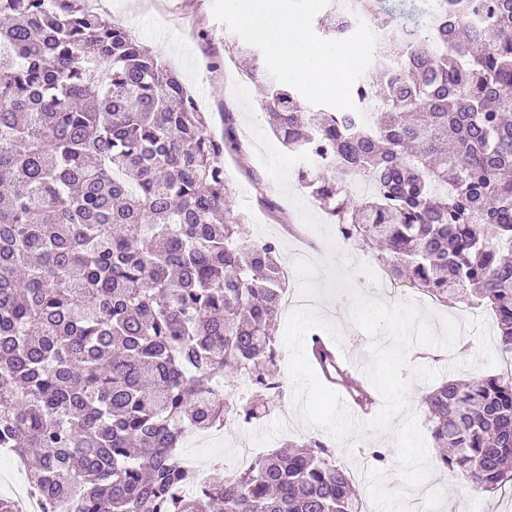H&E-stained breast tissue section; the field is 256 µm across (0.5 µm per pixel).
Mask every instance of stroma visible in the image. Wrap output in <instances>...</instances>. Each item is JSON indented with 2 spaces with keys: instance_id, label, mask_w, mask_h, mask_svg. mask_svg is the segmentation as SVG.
<instances>
[{
  "instance_id": "stroma-1",
  "label": "stroma",
  "mask_w": 512,
  "mask_h": 512,
  "mask_svg": "<svg viewBox=\"0 0 512 512\" xmlns=\"http://www.w3.org/2000/svg\"><path fill=\"white\" fill-rule=\"evenodd\" d=\"M156 13L139 15L132 11L130 0H101L97 11L110 21L127 27L166 64L179 72L201 110L211 115L210 132L214 136L224 133V115L232 113L241 152L236 157L224 159V182L232 191L235 207L247 216L250 235L276 240L279 245L281 265H289L294 257L304 256L321 262L335 257L337 266L346 268L353 275L355 285L371 288L373 294L390 305L413 303V288L409 284H389L374 287L371 275L377 266L371 249L353 243L337 241L335 248H328L323 235L313 229L304 231L303 239L290 237L288 225H302L303 219L290 202V195L304 198L310 212L318 207L296 178H289L288 193H281L278 184L267 172L259 158L249 130L257 124L264 134L272 128L263 106L264 95L258 87H250L251 108H244L233 92V76L237 66L231 62L224 48L236 42L237 34L229 31L213 16L212 0H157ZM315 307L340 332V352L350 353L357 373H364L372 361V342L388 344L386 336L371 339L342 310L335 298L315 300ZM424 322L433 332H440L441 321L450 318L465 323L459 342L465 343V353L456 349L444 350L441 358L422 354L408 362L402 371L410 382L407 396L408 411L419 424L425 446L433 441L422 396L447 380H469L503 373L504 353L496 336V319L492 311L472 308L470 297L464 296L452 306L421 303L416 305ZM251 439L260 453L279 448L287 440L318 438L333 449L336 460L357 473L361 498H368L365 470L373 467V450L384 449L387 459L385 486L395 491L401 488L398 475L397 452L392 432L375 434L363 432L347 441L333 439L323 428L304 423L293 400L292 389L273 401L268 414L250 425L227 422L217 441L196 445L184 442L183 452L195 465L198 478H207L215 457H222L226 474L239 471L242 464L238 456V443ZM406 502L412 512H512V498L507 493H487L472 485L463 475L453 470L431 468L424 486L411 490Z\"/></svg>"
}]
</instances>
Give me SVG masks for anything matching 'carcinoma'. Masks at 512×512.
I'll return each mask as SVG.
<instances>
[{"label": "carcinoma", "mask_w": 512, "mask_h": 512, "mask_svg": "<svg viewBox=\"0 0 512 512\" xmlns=\"http://www.w3.org/2000/svg\"><path fill=\"white\" fill-rule=\"evenodd\" d=\"M81 0H0V452L44 512H362L319 439L194 482L184 437L250 424L282 395L274 324L285 283L272 239L248 237L224 183V137L177 73ZM332 0L371 11L397 46L357 85L374 123L305 105L258 50L231 47L267 89L288 152L328 164L299 184L346 242L379 245L390 280L496 315L512 353V0ZM377 185L349 191L346 176ZM311 356L359 404L367 384L320 336ZM246 399L228 390L239 377ZM436 464L484 491L512 485V373L422 397Z\"/></svg>", "instance_id": "cac0c4a2"}]
</instances>
